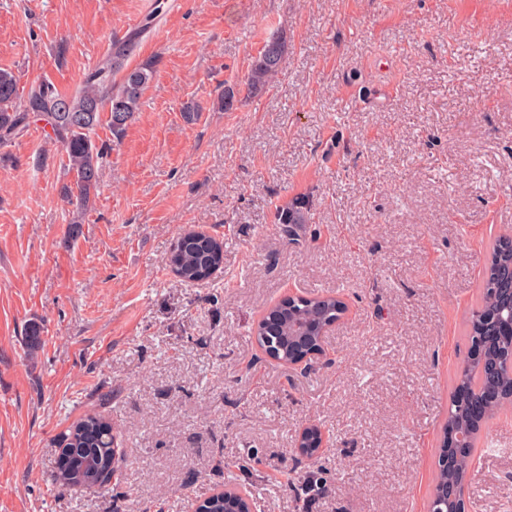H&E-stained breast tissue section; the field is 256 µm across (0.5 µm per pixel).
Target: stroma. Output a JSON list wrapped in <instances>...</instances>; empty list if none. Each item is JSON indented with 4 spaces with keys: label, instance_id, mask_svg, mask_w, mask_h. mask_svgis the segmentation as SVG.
Returning <instances> with one entry per match:
<instances>
[{
    "label": "stroma",
    "instance_id": "obj_1",
    "mask_svg": "<svg viewBox=\"0 0 512 512\" xmlns=\"http://www.w3.org/2000/svg\"><path fill=\"white\" fill-rule=\"evenodd\" d=\"M145 3L0 0L20 91H75L138 27L133 63L159 60L124 135L96 130L88 209L45 120L0 146V512H188L228 480L265 512H427L463 316L512 233V0ZM274 36L281 71L247 96ZM296 198L312 221L291 244L275 212ZM186 229L224 242L200 284L168 264ZM290 293L350 309L302 372L252 334ZM92 412L121 481L58 489L54 440ZM310 421L332 446L306 461ZM469 479L467 512H512V409Z\"/></svg>",
    "mask_w": 512,
    "mask_h": 512
}]
</instances>
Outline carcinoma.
Segmentation results:
<instances>
[{
    "instance_id": "1",
    "label": "carcinoma",
    "mask_w": 512,
    "mask_h": 512,
    "mask_svg": "<svg viewBox=\"0 0 512 512\" xmlns=\"http://www.w3.org/2000/svg\"><path fill=\"white\" fill-rule=\"evenodd\" d=\"M146 21L138 30L112 41L107 58L88 73L71 94L59 92L52 83L41 81L19 93V77L0 69V144H5L27 131L30 119L41 117L50 124L54 141L60 144L68 159L69 171L75 175L74 186L64 193L76 196L81 207L89 204L96 189L99 169L104 158L103 147L93 138L95 130L107 116L112 135L121 136L141 111L143 92L151 80L157 61L146 60L134 67L127 65L140 35L150 27ZM267 45L277 47L270 57L262 49L252 63L245 85L248 94L261 91L279 74L285 53V42L273 37ZM309 204L295 199L276 209L280 233L289 238L296 225L310 223ZM496 262L487 266L482 281L480 304L471 311L467 330L468 370L456 375L453 400L442 430L439 454L450 464L439 467L434 488L440 492L461 480L471 464L470 453L455 446L454 429L459 424H487L496 417L501 395L512 394V367L508 366V336L500 329L495 312L512 293V243L503 236L495 245ZM173 273L183 282L198 283L209 278L213 269L223 264V241L207 235L183 232L177 236L170 257ZM293 306L283 302L269 307L255 328L258 344L272 330V347L268 353L286 362L297 343L289 337L292 319L296 317L333 322L342 315L340 300L334 296L295 297ZM63 468L55 469L53 480L61 487L77 484L96 485L101 471L118 475L121 457L114 449L112 424L105 418L88 414L75 422L56 439Z\"/></svg>"
}]
</instances>
